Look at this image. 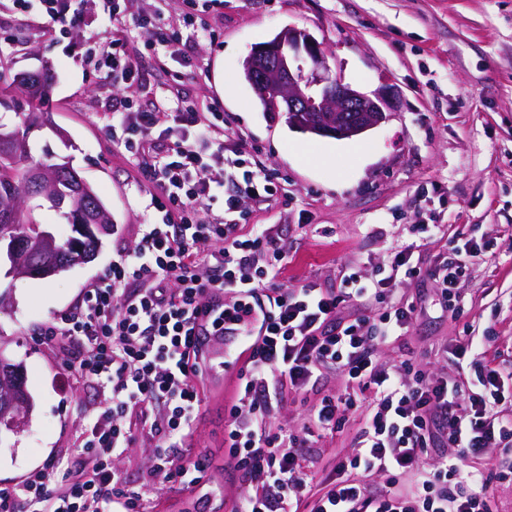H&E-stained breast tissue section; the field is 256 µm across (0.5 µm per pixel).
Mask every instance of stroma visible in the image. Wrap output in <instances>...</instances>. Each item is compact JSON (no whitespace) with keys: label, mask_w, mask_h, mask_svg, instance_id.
<instances>
[{"label":"stroma","mask_w":512,"mask_h":512,"mask_svg":"<svg viewBox=\"0 0 512 512\" xmlns=\"http://www.w3.org/2000/svg\"><path fill=\"white\" fill-rule=\"evenodd\" d=\"M82 22L51 33L36 0L20 7L0 0V37L13 51L12 71L49 66L56 84L41 111L50 126L30 137L31 154L68 156L112 213L96 258L46 279L0 269V351L22 364L34 407L20 433L0 434V482L19 479L60 451L78 455L80 436L105 403L103 392L76 381L63 356L32 334L34 325L66 311L80 289L112 263L117 241L133 245L137 225L152 221L155 187L128 162L105 131L107 95L150 102L173 94L200 111L223 112L224 155L238 144L257 149L279 186L272 199L246 201L248 224L272 227L287 249L280 284L337 288L358 269L371 276L393 252L412 247L413 262L432 268L451 241L488 243L457 284L458 316L442 313L432 279L405 280L397 297L420 312L404 335L382 347L381 361L408 359L432 376L451 372L445 351L464 336H493L512 362V0H218L200 18L214 39L195 41L194 67L155 53L145 34L129 31L144 83L97 81L80 55L111 38L102 0H81ZM286 27L322 45L329 75L371 94L395 93L387 120L364 134L337 140L288 127L266 112L242 77L251 48ZM436 224V236L416 227ZM233 373L207 372L193 433L178 454L205 458L202 481L211 497L196 503L178 482L143 486L155 443L141 437L116 462L130 486L143 487L147 512H233L249 487L224 446V407ZM354 429L314 438L306 449L314 482L337 457L353 452Z\"/></svg>","instance_id":"35a3bbf8"}]
</instances>
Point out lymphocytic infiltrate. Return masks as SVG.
<instances>
[{
  "label": "lymphocytic infiltrate",
  "mask_w": 512,
  "mask_h": 512,
  "mask_svg": "<svg viewBox=\"0 0 512 512\" xmlns=\"http://www.w3.org/2000/svg\"><path fill=\"white\" fill-rule=\"evenodd\" d=\"M108 19L149 30L154 46L191 65L184 37L158 15L126 20L114 0ZM83 61L101 76L119 73L131 82L139 76L121 38ZM107 132L141 160L142 177L158 189L152 197L158 218L140 225L133 248H120L117 260L82 289L74 310L41 334L61 351H74L72 371L108 397L85 427L77 466L56 462L0 485V512H145L142 491L114 465L143 432L157 443L145 484L199 487L204 459L187 466L175 451L190 437L201 402L197 380L205 363L197 323L219 296L224 310L211 335L231 331L245 344L224 440L250 487L238 512H495L493 488L512 482V467L481 472L470 462L490 448L512 449V371L485 362L488 342L471 336L449 352L456 368L468 370L461 379L432 377L406 361L387 365L377 355L415 315L413 305L395 299L400 280L433 279L442 311L457 315L455 285L480 256L479 245L452 246L427 271L405 248L369 280L355 270L336 289L280 288L286 252L279 238L262 224L240 235L234 218L244 200H267L278 188L253 167L246 149L225 159L223 112H201L176 97L144 111L116 100ZM227 166L238 171L231 193L217 175ZM219 193L220 217L211 210ZM366 304L378 305L377 322L343 317V309ZM326 369L342 373L348 393L321 397L303 433L271 431L267 420L282 396L313 391ZM358 410L355 453L338 459L322 489L312 491L303 464L310 436L340 431ZM134 412L142 428L128 423ZM440 441L451 455L424 468ZM371 476L382 478V490L370 489Z\"/></svg>",
  "instance_id": "obj_1"
}]
</instances>
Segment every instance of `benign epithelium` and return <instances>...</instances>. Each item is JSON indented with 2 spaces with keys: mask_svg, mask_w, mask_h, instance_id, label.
<instances>
[{
  "mask_svg": "<svg viewBox=\"0 0 512 512\" xmlns=\"http://www.w3.org/2000/svg\"><path fill=\"white\" fill-rule=\"evenodd\" d=\"M254 91L263 93L268 111L287 112L292 126L322 137L346 139L358 136L385 122L392 110V90L384 88L369 96L339 79L323 73L327 69L320 44L307 32L285 28L265 44H257L246 61ZM20 153L14 129L0 126V157L12 160ZM64 179L65 192L46 190L49 181ZM27 199L38 198L57 210L75 208V200L92 196L89 183L63 157L47 168L32 164L24 171ZM75 228L99 236L112 231V217L100 207L90 206L78 213ZM5 254L13 273L46 279L76 265L95 259L79 253L63 259L55 235L40 231L38 240L27 236L0 235V254ZM0 375L10 391L0 400V428L16 432L27 421L29 397L23 368L12 364L0 352Z\"/></svg>",
  "mask_w": 512,
  "mask_h": 512,
  "instance_id": "obj_1",
  "label": "benign epithelium"
}]
</instances>
